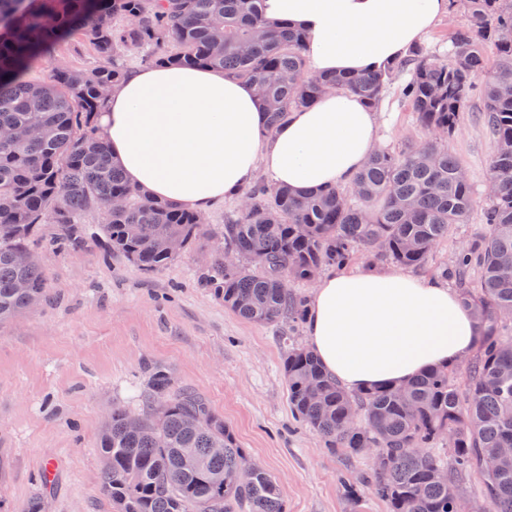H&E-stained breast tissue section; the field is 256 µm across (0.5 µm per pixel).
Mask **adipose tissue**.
I'll list each match as a JSON object with an SVG mask.
<instances>
[{
  "mask_svg": "<svg viewBox=\"0 0 512 512\" xmlns=\"http://www.w3.org/2000/svg\"><path fill=\"white\" fill-rule=\"evenodd\" d=\"M263 12L307 34L314 71L365 73L417 43L448 0H262ZM128 182L200 213L241 196L259 171L307 194L347 184L376 149L378 114L360 98L324 94L275 132L251 87L202 67L127 74L97 119ZM311 350L352 391L404 386L472 352L476 324L447 284L402 271L332 272L319 279L306 321Z\"/></svg>",
  "mask_w": 512,
  "mask_h": 512,
  "instance_id": "adipose-tissue-1",
  "label": "adipose tissue"
}]
</instances>
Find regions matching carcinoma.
Masks as SVG:
<instances>
[{
  "label": "carcinoma",
  "instance_id": "obj_1",
  "mask_svg": "<svg viewBox=\"0 0 512 512\" xmlns=\"http://www.w3.org/2000/svg\"><path fill=\"white\" fill-rule=\"evenodd\" d=\"M466 25L452 36V61L423 56L360 75H318L307 66L305 33L268 19L261 0H0V128L42 130L0 141V323L41 304L46 274L29 261L39 224L60 225L74 246L79 225L102 213L112 251L150 272L175 258L156 240L187 250L205 217L133 187L97 137L96 116L124 79L119 58L142 51L149 65L203 66L247 82L273 131L288 113L328 90L376 106L398 74V88L419 125L454 132L469 92L481 83L483 121L494 142L485 231L455 256L454 276L477 324L466 395L454 366L430 369L407 386L352 395L303 347L282 362L298 420L325 447L370 460L364 484L389 512H466L462 488L480 476L489 512H512V457L495 470L484 457L512 447V0H456ZM81 33L99 64L33 72L55 47ZM476 198L448 146L434 140L399 152L379 150L349 185L297 195L260 180L224 215V258L207 282L224 306L255 323L304 322L306 299L289 284L344 265L362 251L403 266L427 262ZM25 283L21 289L19 283ZM148 411L114 408L99 448L102 491L118 512H286L280 487L247 456L224 417L189 387L154 369L144 391ZM219 447L224 453L216 455Z\"/></svg>",
  "mask_w": 512,
  "mask_h": 512
}]
</instances>
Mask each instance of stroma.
Returning <instances> with one entry per match:
<instances>
[{"mask_svg":"<svg viewBox=\"0 0 512 512\" xmlns=\"http://www.w3.org/2000/svg\"><path fill=\"white\" fill-rule=\"evenodd\" d=\"M464 22L460 9L443 14L421 42L425 55L450 60L451 35ZM98 62L91 40L79 34L44 59L37 74L58 63L89 69ZM482 109L480 90H472L447 141L479 207L487 203L494 150ZM379 110L380 149L395 152L425 139L397 93ZM480 228L479 213H472L414 275L440 278ZM57 237V225L42 224L29 239L47 273L49 302L0 325V512H26L49 464L56 479L45 512H115L101 490V425L115 407L142 412L139 395L154 365L208 399L274 477L287 512H388L366 494L351 502L346 488L361 487L364 460L332 453L291 412L281 359L287 338L305 344L304 332L249 322L225 308L202 284L195 252L146 272L105 252L98 217H90L81 248Z\"/></svg>","mask_w":512,"mask_h":512,"instance_id":"35a3bbf8","label":"stroma"}]
</instances>
